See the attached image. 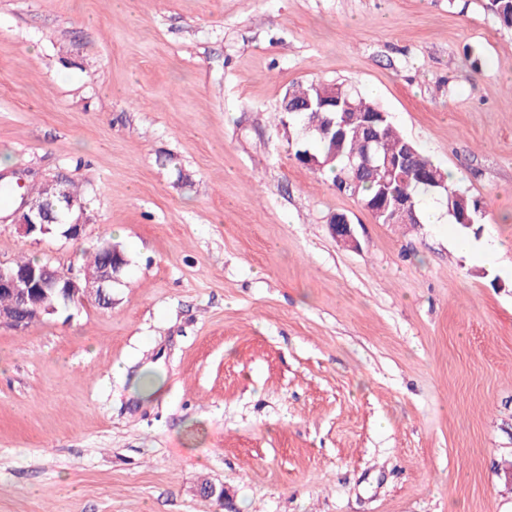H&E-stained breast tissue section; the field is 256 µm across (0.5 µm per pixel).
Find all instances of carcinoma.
<instances>
[{
	"label": "carcinoma",
	"mask_w": 512,
	"mask_h": 512,
	"mask_svg": "<svg viewBox=\"0 0 512 512\" xmlns=\"http://www.w3.org/2000/svg\"><path fill=\"white\" fill-rule=\"evenodd\" d=\"M487 9L500 25L512 28V0H488ZM319 88L336 95V100L342 103L348 102L345 134L340 139L331 136L322 137L316 133L305 134L303 138L295 140L294 155L310 153L316 157L321 164L317 172L329 176L336 191L355 196L365 205L372 204L384 193L392 199L406 196L412 199L418 213L422 212L425 200L433 198L441 204L448 218L454 223L464 225L462 221L464 216L472 224L479 223V201L467 192L451 187L448 183V172L423 155L418 148H413L411 166L417 170L430 171L436 179V187L431 188L403 175H386L382 165L387 159L401 155L411 141L388 117L385 123L379 126V139L373 143L369 142L367 113L383 111L378 102L365 97L348 84L337 82L301 84L290 90L289 94L299 102L315 96ZM368 151L377 155L380 168L362 175L355 182L352 168L348 167L349 159L361 158ZM30 191L33 196L40 198L46 204L47 212L55 216L61 215L58 210L60 202L58 196L54 194V189L44 183L32 186ZM111 245L112 241L109 239L99 242L89 253L84 269L92 273L96 272L104 259L106 248Z\"/></svg>",
	"instance_id": "obj_1"
}]
</instances>
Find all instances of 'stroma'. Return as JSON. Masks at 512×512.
<instances>
[{
	"mask_svg": "<svg viewBox=\"0 0 512 512\" xmlns=\"http://www.w3.org/2000/svg\"><path fill=\"white\" fill-rule=\"evenodd\" d=\"M315 80L458 172L479 230L378 223L298 164L278 110ZM0 162L85 196L77 239L0 206V265L127 260L111 308L0 327V512H512V28L486 0H0ZM329 224L332 234L336 238L337 242L346 247H357L358 241L354 233V224L347 214L337 213L333 215Z\"/></svg>",
	"mask_w": 512,
	"mask_h": 512,
	"instance_id": "stroma-1",
	"label": "stroma"
}]
</instances>
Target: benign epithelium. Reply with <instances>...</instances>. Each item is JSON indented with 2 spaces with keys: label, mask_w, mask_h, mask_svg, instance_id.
<instances>
[{
  "label": "benign epithelium",
  "mask_w": 512,
  "mask_h": 512,
  "mask_svg": "<svg viewBox=\"0 0 512 512\" xmlns=\"http://www.w3.org/2000/svg\"><path fill=\"white\" fill-rule=\"evenodd\" d=\"M13 223L20 226L27 235L44 234L49 231L50 221L46 218L42 202L23 194L20 207L13 213ZM333 236L340 244L355 248L358 245L353 223L344 213L333 215L330 220ZM126 264L122 253L110 250L99 271L89 275L82 272H63L49 264L39 268L16 269L0 266V291L10 293L16 300L19 313H0V327L21 329L32 316L40 320L44 315L57 311L52 297L64 303L93 302L102 308L112 307V282Z\"/></svg>",
  "instance_id": "7a95c632"
}]
</instances>
